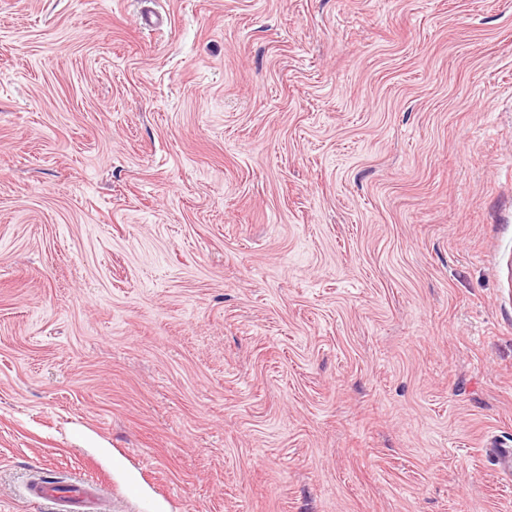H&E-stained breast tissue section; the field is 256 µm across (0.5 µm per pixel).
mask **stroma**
Instances as JSON below:
<instances>
[{"label": "stroma", "instance_id": "35a3bbf8", "mask_svg": "<svg viewBox=\"0 0 512 512\" xmlns=\"http://www.w3.org/2000/svg\"><path fill=\"white\" fill-rule=\"evenodd\" d=\"M0 0V512H512V0ZM32 500L49 502L55 512H96V493L88 483L53 482L36 476L28 486Z\"/></svg>", "mask_w": 512, "mask_h": 512}]
</instances>
